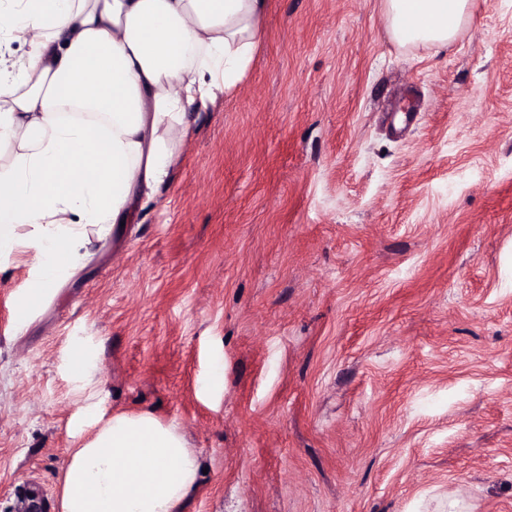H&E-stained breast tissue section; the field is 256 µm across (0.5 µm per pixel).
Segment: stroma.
<instances>
[{"label": "stroma", "mask_w": 512, "mask_h": 512, "mask_svg": "<svg viewBox=\"0 0 512 512\" xmlns=\"http://www.w3.org/2000/svg\"><path fill=\"white\" fill-rule=\"evenodd\" d=\"M27 279L0 275V512H59L88 400L182 430L183 512H512V0L445 52L382 0H271L168 185L21 328ZM69 367L71 373L80 380H89L94 372V354L85 351L84 343L76 342L70 351Z\"/></svg>", "instance_id": "35a3bbf8"}]
</instances>
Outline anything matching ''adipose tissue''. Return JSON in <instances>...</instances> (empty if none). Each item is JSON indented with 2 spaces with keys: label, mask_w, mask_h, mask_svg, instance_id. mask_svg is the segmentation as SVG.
I'll use <instances>...</instances> for the list:
<instances>
[{
  "label": "adipose tissue",
  "mask_w": 512,
  "mask_h": 512,
  "mask_svg": "<svg viewBox=\"0 0 512 512\" xmlns=\"http://www.w3.org/2000/svg\"><path fill=\"white\" fill-rule=\"evenodd\" d=\"M402 45L451 47L472 0H382ZM270 0H0V272L18 325L165 184L197 113L252 67ZM201 464L174 425L117 412L74 448L60 512H181Z\"/></svg>",
  "instance_id": "1"
}]
</instances>
